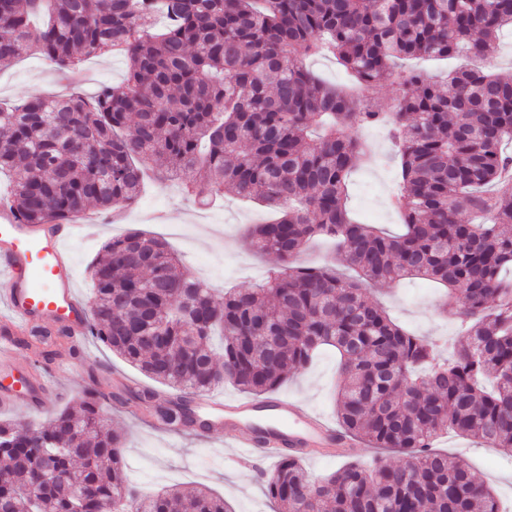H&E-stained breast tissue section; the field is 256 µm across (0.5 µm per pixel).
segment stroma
I'll use <instances>...</instances> for the list:
<instances>
[{"instance_id": "stroma-1", "label": "stroma", "mask_w": 512, "mask_h": 512, "mask_svg": "<svg viewBox=\"0 0 512 512\" xmlns=\"http://www.w3.org/2000/svg\"><path fill=\"white\" fill-rule=\"evenodd\" d=\"M126 71L123 57L102 55L87 59L81 72L71 77L40 55L29 54L12 64L0 65V101L66 95L73 91L89 96L101 86L122 84ZM370 133L376 140L374 149L379 160L352 173L349 207L363 223L396 232L400 220L390 213L387 197L397 162L391 155L385 129L376 126ZM269 217V209L261 202H246L230 193L214 208L201 210L182 194L178 183H148L140 196L124 207L122 220L99 225L92 234L70 240L76 285L83 296H90V262L112 237L137 229L166 240L181 256L183 271L204 281L215 298H222L230 287H254L277 260L256 253L245 229ZM368 297L415 334L450 347L457 331L460 301L443 304L442 293L421 279L373 286ZM18 355L19 368L39 362L53 370V380L63 393L61 406H68L88 389L99 394L106 424L124 437L121 453L126 468L142 465L147 469L141 485L143 491L178 484L187 489L198 486L223 496L233 512H251L256 506L262 512H277L266 496L261 473L252 466L236 463L237 451L223 429L167 433L138 403H115L113 396L122 386L139 388L146 386L148 380L112 354L97 337H88L85 344L77 346L64 337L59 345L43 346L37 353L23 345ZM341 383L336 355L327 350L305 370L292 375L279 392L331 421L335 418L333 395ZM435 447L448 456L463 458L474 478L487 484L501 503L512 502V457L452 434L441 437Z\"/></svg>"}]
</instances>
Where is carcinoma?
<instances>
[{"label":"carcinoma","instance_id":"carcinoma-1","mask_svg":"<svg viewBox=\"0 0 512 512\" xmlns=\"http://www.w3.org/2000/svg\"><path fill=\"white\" fill-rule=\"evenodd\" d=\"M158 14L166 24L153 31ZM506 29L512 0H0L1 65L31 52L69 74L104 52L129 62L123 85L91 100L0 105V175L25 223L131 203L150 178L181 181L203 207L228 190L276 211L248 238L278 263L259 287L220 301L137 230L108 241L89 273L90 332L178 391L155 410L168 428L209 427L190 395L230 383L264 398L318 350H336L341 428L403 462H349L315 479L285 456L265 480L281 512H501L466 462L432 442L450 430L512 455V80L489 70ZM463 55L475 65L443 78L395 70ZM316 57L335 58L360 87L394 77L392 112L324 84L306 64ZM372 126L387 129L397 159L396 235L347 208L351 173L372 162L354 131ZM314 240L339 264H300ZM410 277L462 299L448 360L367 297ZM122 446L88 398L43 428L0 421V503L231 512L207 489H131Z\"/></svg>","mask_w":512,"mask_h":512}]
</instances>
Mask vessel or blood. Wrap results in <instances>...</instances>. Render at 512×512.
I'll return each instance as SVG.
<instances>
[{"instance_id": "obj_1", "label": "vessel or blood", "mask_w": 512, "mask_h": 512, "mask_svg": "<svg viewBox=\"0 0 512 512\" xmlns=\"http://www.w3.org/2000/svg\"><path fill=\"white\" fill-rule=\"evenodd\" d=\"M99 217L80 215L72 223L28 224L11 206L0 205V377L13 374L15 341L52 323L77 339L90 330L88 309L76 287L68 241L78 231L95 230ZM61 393L49 374L34 372L20 389L0 387V405L48 409ZM197 405L221 419L241 458L267 461L289 451L304 457L312 447H340L344 441L321 416L285 397L264 400L200 397Z\"/></svg>"}]
</instances>
